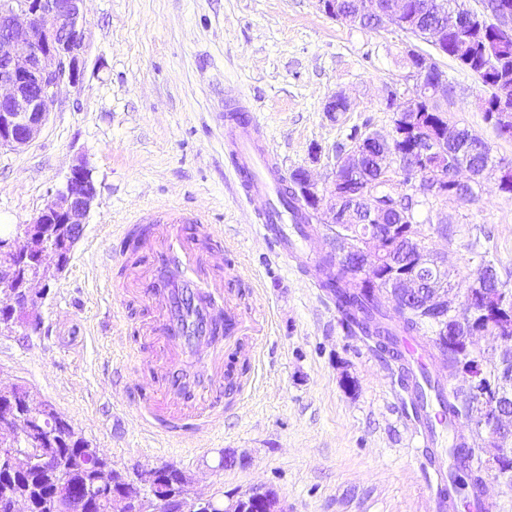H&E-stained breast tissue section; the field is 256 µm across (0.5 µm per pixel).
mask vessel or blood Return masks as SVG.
Returning a JSON list of instances; mask_svg holds the SVG:
<instances>
[{
	"mask_svg": "<svg viewBox=\"0 0 512 512\" xmlns=\"http://www.w3.org/2000/svg\"><path fill=\"white\" fill-rule=\"evenodd\" d=\"M224 150L228 168L239 196H261L268 207L261 216L259 228L265 240L299 273L313 271L318 257L307 250L314 234L312 225L299 223L295 213L283 205L280 190L288 177L280 159L272 154L263 125L251 102L233 91L224 93ZM193 226L195 233L215 237L216 232L206 225L202 216L174 212L168 226L153 225L158 240L155 261L164 267L177 269L178 279L162 288H147L148 301L162 311L161 334L155 337L156 347L174 349L178 354L199 355L209 347L207 327L214 312L212 306L200 305L190 311L176 308L178 296L204 290L200 275L201 258L192 235L183 233V226ZM408 365L409 378L402 387V402L410 411L416 434V461L431 493L436 512H455L457 508L451 483L452 474L446 460V441L452 440L453 430L448 423L446 405L451 391L440 380L434 357L424 354L411 340L401 343ZM168 393L155 388L143 406V428L157 439L172 442L185 424L198 430L212 429L223 418L221 397L212 388H202L189 404L188 415L163 417L162 402Z\"/></svg>",
	"mask_w": 512,
	"mask_h": 512,
	"instance_id": "1",
	"label": "vessel or blood"
}]
</instances>
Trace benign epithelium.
Segmentation results:
<instances>
[{
  "mask_svg": "<svg viewBox=\"0 0 512 512\" xmlns=\"http://www.w3.org/2000/svg\"><path fill=\"white\" fill-rule=\"evenodd\" d=\"M318 9L326 16L345 23H353L355 14L342 9L339 0H316ZM410 0H386L380 12L381 25L388 28L398 21L407 24L427 13L429 5L409 12ZM491 4V16L496 36L501 41L512 40V0H483ZM85 0H0V148L17 150L29 145L47 122L52 106L62 88L79 84L86 51L83 28ZM475 15L461 19L453 14L448 20L430 25L423 30V39L429 41L436 53H423L410 46L406 55L419 59L417 74H439V85L419 83L415 100L435 103L446 97L442 88L448 86V77L441 74L435 54H444L446 35L460 34L473 22ZM498 107L490 117L494 128L512 129V82L491 86ZM444 147L442 127H421L412 131L410 149L417 155V164L409 173L396 165V157L378 159L384 179L393 184L398 180L419 185L425 197L444 198L448 185H468L476 173L466 165H459L450 173L429 168L426 160ZM364 155L355 147L337 160V170L355 174L362 168ZM305 193L314 202V208L323 212L329 224H342L338 258L354 273L385 288L400 312L416 302L434 314L436 339L456 348L462 363L455 377L461 379L472 400V409L466 418L468 426L479 435H485L487 445L494 449L485 455L477 449L481 467L487 473L499 470L501 463L512 458V448L502 441L512 439V373L504 375L490 371L485 353L473 347V337L491 335L503 343L512 341V300L499 289L488 290L491 272L484 268L475 271L465 284L443 288L438 280L447 276L448 268L441 257L419 243V235L404 233L405 226L387 223L388 209L381 198L368 190L361 198V206L342 202L343 182L337 176L329 185L316 182L310 173L303 174ZM97 197V188L90 170L83 164L72 168L64 187L57 192L56 201L47 206L34 220L36 224H69L73 227L62 248L46 247L39 254L30 279L22 284L26 291L13 296L15 308L29 318L38 296L29 291L31 284L50 278L47 256L55 260L57 271L70 261L75 245L83 235L85 220ZM360 222L359 230L350 224ZM405 241L413 247L408 272L390 275L384 265H392L397 242ZM29 242L22 238L0 239V272L7 266L18 271L28 266ZM25 449L16 447V441H0V474L9 473L26 463ZM173 484L179 489L178 512H195L197 506L205 512H286L280 497L266 487H256L244 493L208 496L188 495L185 473L172 467ZM155 469L136 470L126 476L125 485L115 492L105 482L95 485L99 500L109 512H163L171 504L172 496L156 489Z\"/></svg>",
  "mask_w": 512,
  "mask_h": 512,
  "instance_id": "obj_1",
  "label": "benign epithelium"
}]
</instances>
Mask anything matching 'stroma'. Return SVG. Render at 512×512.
Wrapping results in <instances>:
<instances>
[{
  "label": "stroma",
  "mask_w": 512,
  "mask_h": 512,
  "mask_svg": "<svg viewBox=\"0 0 512 512\" xmlns=\"http://www.w3.org/2000/svg\"><path fill=\"white\" fill-rule=\"evenodd\" d=\"M86 63L63 89L27 147L0 149V236L15 234L53 200L75 165L97 187L66 268L37 284V330L0 333V387H25L50 404L115 469L171 464L190 495L269 487L288 512H433L416 460L412 423L398 408L397 373L385 355L350 335L320 289L290 270L234 194L224 160V88L254 104L285 171L331 182L351 131L389 133L385 87L409 98L411 33L337 21L315 0H87ZM454 93L442 109L512 161L479 107L476 75L440 57ZM348 111L329 117L335 92ZM202 214L224 233L211 257L224 297L241 315L233 361L258 355L256 383L224 420L190 447L146 437L136 397L139 360L165 353L149 331L159 317L141 296L148 252L129 265L112 229L150 212ZM425 246L445 255L457 281L480 259L512 285V196L484 179L477 200L430 198L420 209ZM236 463L219 468L221 453Z\"/></svg>",
  "instance_id": "stroma-1"
}]
</instances>
